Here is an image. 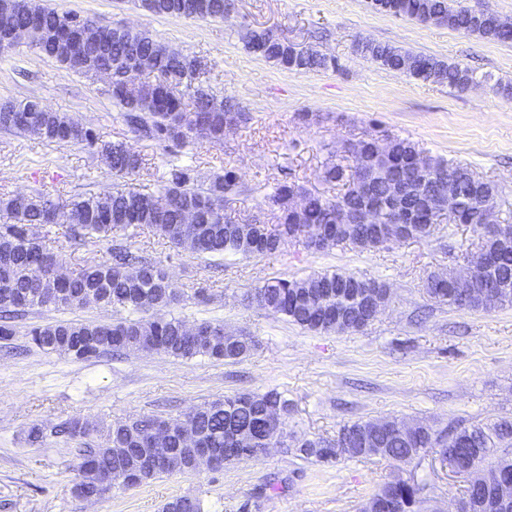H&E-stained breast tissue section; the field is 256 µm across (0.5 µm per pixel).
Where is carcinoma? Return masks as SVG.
Instances as JSON below:
<instances>
[{"mask_svg":"<svg viewBox=\"0 0 512 512\" xmlns=\"http://www.w3.org/2000/svg\"><path fill=\"white\" fill-rule=\"evenodd\" d=\"M227 0H140V7L155 16L185 19H224L229 14ZM378 10L407 17L421 23L445 24L453 29L474 33L499 43H512V27L505 26L491 9L472 10L454 7L448 0H375ZM0 12L13 16L15 26L38 24L50 34L40 53L64 68L88 76L85 68L76 69L59 53L75 26V14L40 6L35 0H0ZM246 49L289 70H327L335 60L312 49H296L271 31L252 30L246 36ZM356 50L382 66L413 77L446 83L458 91L473 82L472 73L458 65L431 56L416 55L370 39H361ZM196 57L168 54V47L146 30H113L91 46L86 62L112 69L109 90L119 119L131 132L166 150L173 156L158 193L134 188L78 197L68 204L67 214L74 233L101 238L130 228L149 227L159 238L179 252L190 256L240 254L257 257L282 250L287 241L303 227L322 228L332 235L330 246L348 243L360 249L383 244L390 229L402 228V240L431 236L434 226L444 219L448 184H453L459 199L455 224H469L477 233L488 262L477 274L476 282L460 284L452 274L433 273L427 279V292L436 301L466 311H490L512 306V224L486 227L479 215L488 206L497 205V185L472 169L428 156L407 138L387 137L383 145L370 138L344 148L341 161H330L324 177L341 182L344 192L330 199L307 192L294 182L283 181L265 195L275 222L262 224L250 241L236 236V223L224 218V198L238 192L235 169L223 167L208 183H197L192 166L178 162V153L195 144L185 129L186 110L202 121L210 131L209 142L224 141V125L231 119H243L244 113L234 101L217 98L205 86L207 67L195 66ZM138 64L152 76L137 87H129L124 71ZM11 119L0 129L24 135H36L48 145L76 144L111 161L112 177L131 180L142 169L143 158L125 141H104L91 128L73 116L57 112L38 100L9 102ZM304 198L297 212L292 199ZM373 207L374 221L364 223L360 216ZM60 207L59 198L36 191L20 202L14 195L0 197V341L9 346L16 336L15 320L34 309L66 311L83 306L92 297L96 305L130 313L111 323L68 319L32 327L28 343L45 353L75 360L136 352L145 347L153 353L173 358L207 357L215 361H235L249 355L256 343L240 334L233 341L213 336L202 342L185 338L184 320L165 312L179 302L170 287L161 262L135 256L125 246L112 248L107 262H89L65 280L48 276L39 284L31 280L32 268L42 264L50 268L58 255L47 248L33 228L50 223L49 210ZM345 213V228L336 231V210ZM186 209L199 216L196 224L182 223ZM487 288L484 295L480 289ZM374 297L385 300L384 285L348 273H324L301 280L277 278L266 281L253 294L256 302L274 314L315 332L343 333L358 330V321L367 312L366 302ZM281 413L277 447L285 446L286 423L290 412L288 399L276 391L227 395L194 408L182 418L146 416L118 422L99 431L88 420L71 417L53 427L51 433L80 442L74 493L84 500L105 495L99 475L113 474L118 485L131 488L164 475L193 472L190 451L183 447L181 429L188 424L218 453L217 469L242 461H256L251 448L237 447L242 433L266 429L270 411ZM162 423L170 425L169 447L172 463L153 468L142 466L148 448L145 440ZM385 427L378 420L355 421L342 425L336 439L304 440L300 451L318 463H332L340 457H381L396 463H408L420 455L432 453L460 475L467 487L460 512H512V500L498 496L499 487L512 485V457L499 453L512 448V419L489 423H458L443 436L427 427L407 430L405 421L390 420ZM372 438L364 445L363 439ZM123 448V458L112 449ZM424 486L390 482L369 502L377 512H421ZM161 512H205L202 500L185 494L167 500Z\"/></svg>","mask_w":512,"mask_h":512,"instance_id":"cac0c4a2","label":"carcinoma"}]
</instances>
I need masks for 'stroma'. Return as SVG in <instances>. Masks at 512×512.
I'll return each instance as SVG.
<instances>
[{"mask_svg": "<svg viewBox=\"0 0 512 512\" xmlns=\"http://www.w3.org/2000/svg\"><path fill=\"white\" fill-rule=\"evenodd\" d=\"M38 2L102 26L148 30L207 63L214 93L232 99L248 120L223 143L199 140L181 158L202 181L222 165L234 166L240 193L224 203L232 220L270 222L264 196L287 177L336 195L340 185L323 178L329 153L369 135H399L495 181L499 217L512 224V98L501 92L512 87V44L380 12L370 0H233L224 21L155 17L136 0ZM250 29L317 50L335 58L336 66L284 69L245 49ZM362 38L439 57L467 68L474 82L458 91L389 70L356 52ZM30 98L69 113L102 139L132 143L146 160L136 188L163 187L168 153L134 139L116 122L103 83L23 45L0 54V101ZM112 184L100 155L81 146H50L0 131V195L41 190L67 200ZM37 233L56 245L70 272L87 260H109L116 242L152 254L182 297L173 315L191 324L223 322L228 332L253 336L257 348L235 362L140 352L78 361L30 347L26 330L62 316L110 322L118 311L88 305L63 314L29 312L17 322L13 352L0 349V512H160L165 501L184 494L201 498L207 512H240L254 499L260 512H359L398 478L424 484L427 512H451L464 484L432 455L408 466L377 457L319 464L305 459L298 443L335 438L340 426L361 420L422 421L444 431L457 421L512 418V306L461 311L426 292L431 273L459 271L475 253L478 237L470 225L439 224L428 238L371 250L341 244L315 252L295 239L279 253L251 258L189 256L146 228L115 240L71 239L66 223L39 226ZM325 272L384 284L390 290L385 310L362 330L317 333L250 298L269 279ZM271 389L292 408L287 447L220 471L166 475L133 489L116 486L94 502L73 492L75 442L51 432L74 416L104 426L145 415L179 418L227 395ZM34 424L48 433L31 444L26 431Z\"/></svg>", "mask_w": 512, "mask_h": 512, "instance_id": "stroma-1", "label": "stroma"}]
</instances>
